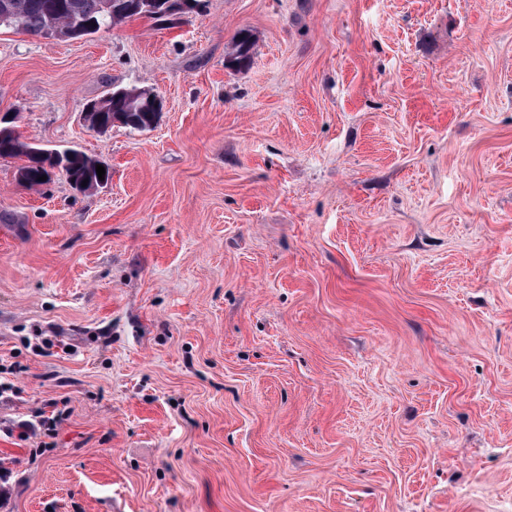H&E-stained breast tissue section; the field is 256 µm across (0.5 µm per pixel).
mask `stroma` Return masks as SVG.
Wrapping results in <instances>:
<instances>
[{"label":"stroma","mask_w":512,"mask_h":512,"mask_svg":"<svg viewBox=\"0 0 512 512\" xmlns=\"http://www.w3.org/2000/svg\"><path fill=\"white\" fill-rule=\"evenodd\" d=\"M1 114L112 178L0 160V512H512V0L0 27ZM252 41L249 33L239 31L234 37L233 51L227 61V66L236 70L246 68L251 60ZM123 89L126 88H118L112 91L110 97L108 98V101L110 103L109 109L104 114H109L110 112H127L130 110L137 111L133 113L139 119V123L144 126L152 118V114L156 112V117L154 121L146 127L141 128V130H148L154 128L157 125L160 116L163 112V99L157 93L150 89H126L124 92L128 96L140 100L143 99L153 110V112H147V106L143 101L134 103L126 100L122 93ZM150 96H153V99H150ZM65 160L68 164L64 167L63 174L70 181L71 179H88L89 186H97L99 180L96 173V165L100 164L105 168L104 181L109 182L112 177L110 167L98 159H94L81 151H65ZM70 184L79 192L87 191L82 183L70 181Z\"/></svg>","instance_id":"stroma-1"}]
</instances>
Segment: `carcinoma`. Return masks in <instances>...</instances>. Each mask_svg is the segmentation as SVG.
<instances>
[{
    "label": "carcinoma",
    "mask_w": 512,
    "mask_h": 512,
    "mask_svg": "<svg viewBox=\"0 0 512 512\" xmlns=\"http://www.w3.org/2000/svg\"><path fill=\"white\" fill-rule=\"evenodd\" d=\"M128 2L130 0H112V10L108 11L104 7V0H0V16L6 17L11 27L32 36H44L47 28L55 21L65 25H70L75 20L94 21L99 25V30L104 31L112 28L115 23L134 19L135 14L127 10ZM184 15L182 6L174 3L151 16L150 20L160 26L173 27L181 22ZM251 49L249 33L245 30L239 31L234 37L228 67L236 70L246 68L251 60ZM108 101L111 112L135 111L139 119V124L132 125L135 130L152 118V113L147 111L144 102L126 100L120 88L112 91ZM35 149L36 146L23 141L13 128L0 127V160H22L17 173L25 176L22 184L29 187L44 185V182L38 180L42 173ZM65 160L67 165L63 174L67 179H86L91 187L99 184L96 165L100 160L76 150L65 151Z\"/></svg>",
    "instance_id": "1"
}]
</instances>
